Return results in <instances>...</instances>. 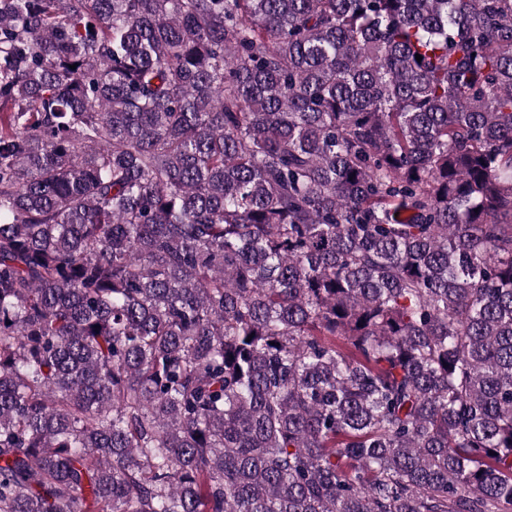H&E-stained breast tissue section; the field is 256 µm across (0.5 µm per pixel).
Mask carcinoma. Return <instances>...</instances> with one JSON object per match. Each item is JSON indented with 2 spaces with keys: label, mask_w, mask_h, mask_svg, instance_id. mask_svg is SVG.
<instances>
[{
  "label": "carcinoma",
  "mask_w": 512,
  "mask_h": 512,
  "mask_svg": "<svg viewBox=\"0 0 512 512\" xmlns=\"http://www.w3.org/2000/svg\"><path fill=\"white\" fill-rule=\"evenodd\" d=\"M0 512H512V0H0Z\"/></svg>",
  "instance_id": "cac0c4a2"
}]
</instances>
